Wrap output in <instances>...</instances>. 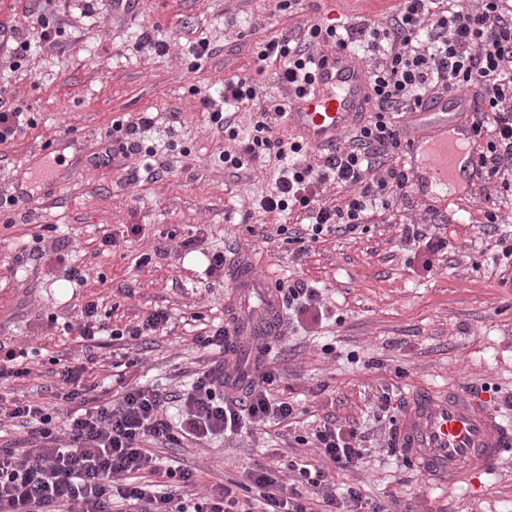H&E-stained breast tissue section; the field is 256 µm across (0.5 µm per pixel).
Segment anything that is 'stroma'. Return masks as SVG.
<instances>
[{"label": "stroma", "instance_id": "stroma-1", "mask_svg": "<svg viewBox=\"0 0 512 512\" xmlns=\"http://www.w3.org/2000/svg\"><path fill=\"white\" fill-rule=\"evenodd\" d=\"M278 3L134 0L123 10L112 0H0V19L33 44L19 69L0 59V95L34 120L0 146V193L26 187L41 150L56 148L64 159L59 185L39 187L38 197L0 213V341L39 349L43 357L29 378L0 383V391L54 402L49 387L56 377L44 361L81 344L50 327L48 316L75 320L92 301L111 325L122 326L162 308L171 316L164 335L128 347L103 338L87 379L109 376L113 353L124 348L141 359L126 384L171 391L190 389L195 371L222 359L248 373L261 357L277 371L274 396L297 407L292 424H251L168 451L175 465L201 471L204 487L247 482L252 462L274 451L288 462L305 451L297 437L333 415L356 422L369 450L353 476L337 475L336 485L354 481L369 500L394 496L409 512H512V449L494 473L442 486L389 456V424L377 409L384 391L399 416L419 387H476L480 402L512 417V261L498 244L499 235L512 234V195L478 188L462 199L415 195L354 233L288 241L293 216L255 207L275 182L274 165L225 169L220 156L231 142L203 111L199 94L245 73L269 83L256 53L272 36L315 19L383 21L397 0H292L284 11ZM42 11L60 26L55 44L44 49L37 46ZM145 28L167 42L165 54L136 45ZM202 40L209 55L193 56ZM145 112L155 117L146 143L156 148L163 174L130 181L139 159L119 152L110 166H95L113 121L134 122ZM491 208L506 219L495 235L482 224ZM429 223L448 242L430 273L400 243L402 225ZM125 224L141 225L135 241L102 247L104 234ZM197 234L198 246L183 249L182 240ZM160 246L166 253L158 258ZM217 251L227 258L224 272L206 275ZM145 253L153 260L143 266ZM242 262L269 281L300 279L319 288L322 317L282 312V336L265 351L249 336L226 355L200 348L194 335L208 334L230 312L247 316L258 304L236 293L233 270ZM71 266L84 269L82 286L66 281ZM327 344L333 353H324Z\"/></svg>", "mask_w": 512, "mask_h": 512}]
</instances>
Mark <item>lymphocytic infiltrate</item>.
I'll use <instances>...</instances> for the list:
<instances>
[{
	"label": "lymphocytic infiltrate",
	"mask_w": 512,
	"mask_h": 512,
	"mask_svg": "<svg viewBox=\"0 0 512 512\" xmlns=\"http://www.w3.org/2000/svg\"><path fill=\"white\" fill-rule=\"evenodd\" d=\"M320 42L340 49L365 45L376 58L368 67L373 120L325 148L318 162L306 157L301 142L274 135L268 117L283 116L285 106L272 103L266 86L253 76L225 81L223 96L200 97L211 122L232 140L238 132L228 107L257 106L260 118L247 141L222 160L235 170L271 154L280 161L274 186L258 201L260 209L304 214L303 234L312 241L355 232L371 212L415 193L410 169L395 163L403 141L399 118L453 92L475 103L472 120L485 181L512 188V0H399L386 22L313 21L267 41L257 59L275 65V82L298 98L313 82V47ZM153 124L147 112L128 124L113 123L106 133L122 153L142 156L151 177L159 165L144 135ZM331 181L349 190L333 206L321 200L322 185ZM168 321V313L158 309L115 328L89 302L79 320L62 329L86 341L136 340L158 334ZM54 364L55 397L70 406L63 427H56L54 411L45 404L0 402V427L11 422L25 433L20 447L0 448V512H112L116 500L126 512H311L312 495L321 497L327 512H388L382 504L367 503L357 486L337 492L332 474L352 472L364 450L355 428L329 420L313 433L314 456L257 465L249 484L228 480L203 497L187 492L195 484L192 471L167 465L146 448L149 440L179 448L237 432L248 422L294 418V404L271 393L277 375L269 366H259L256 378L239 392L226 390L218 365L198 370L187 392L121 386L105 398L99 384L85 381V365H69L63 356ZM174 402L184 413L177 430L163 413ZM285 469L296 473L297 484L284 481Z\"/></svg>",
	"instance_id": "f902f5d3"
}]
</instances>
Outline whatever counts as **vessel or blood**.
Here are the masks:
<instances>
[{"label":"vessel or blood","instance_id":"1","mask_svg":"<svg viewBox=\"0 0 512 512\" xmlns=\"http://www.w3.org/2000/svg\"><path fill=\"white\" fill-rule=\"evenodd\" d=\"M367 69L352 52L323 47L317 52L314 83L286 114L288 125L312 146L335 143L368 110ZM475 109L465 96L451 94L421 108L424 121L415 128L408 152L417 186L467 194L479 175L476 134L469 118ZM234 284L244 296L262 304L245 330L254 336L281 332L273 288L254 272L239 269ZM397 445L424 472L441 482H457L472 471H495L504 449L512 447V423L459 391L413 392L399 421Z\"/></svg>","mask_w":512,"mask_h":512}]
</instances>
